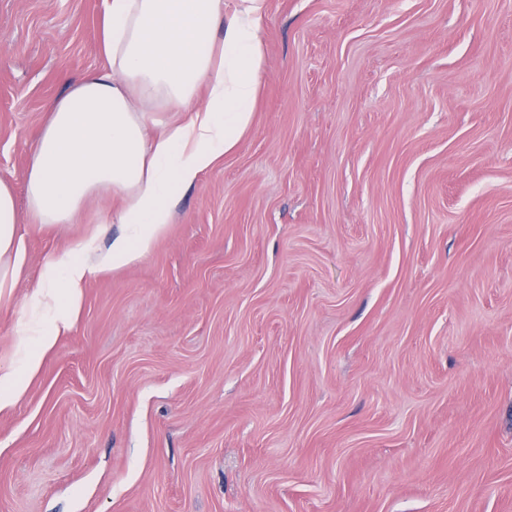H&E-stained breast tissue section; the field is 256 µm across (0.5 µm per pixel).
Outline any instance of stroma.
<instances>
[{
    "mask_svg": "<svg viewBox=\"0 0 512 512\" xmlns=\"http://www.w3.org/2000/svg\"><path fill=\"white\" fill-rule=\"evenodd\" d=\"M254 120L0 414V512H512V0H266ZM0 0V178L105 65Z\"/></svg>",
    "mask_w": 512,
    "mask_h": 512,
    "instance_id": "1",
    "label": "stroma"
}]
</instances>
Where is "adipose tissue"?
Returning <instances> with one entry per match:
<instances>
[{
    "label": "adipose tissue",
    "instance_id": "ef3b65f1",
    "mask_svg": "<svg viewBox=\"0 0 512 512\" xmlns=\"http://www.w3.org/2000/svg\"><path fill=\"white\" fill-rule=\"evenodd\" d=\"M105 68L54 100L27 177L38 224L72 223L92 198L119 197L125 225L100 249L102 225L61 246L35 288L15 299L26 261L12 186L0 179V303L22 310L12 360L0 364V413L12 410L97 274L136 264L172 222L181 196L234 150L253 120L265 48V0H103Z\"/></svg>",
    "mask_w": 512,
    "mask_h": 512
}]
</instances>
